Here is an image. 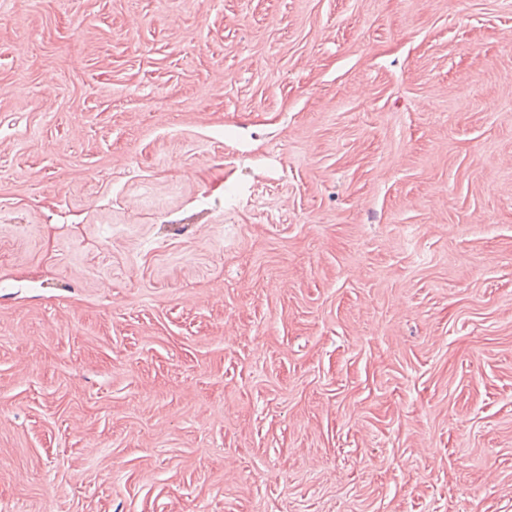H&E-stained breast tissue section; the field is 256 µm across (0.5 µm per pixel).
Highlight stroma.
<instances>
[{
    "instance_id": "obj_1",
    "label": "stroma",
    "mask_w": 512,
    "mask_h": 512,
    "mask_svg": "<svg viewBox=\"0 0 512 512\" xmlns=\"http://www.w3.org/2000/svg\"><path fill=\"white\" fill-rule=\"evenodd\" d=\"M0 512H512V0H0Z\"/></svg>"
}]
</instances>
